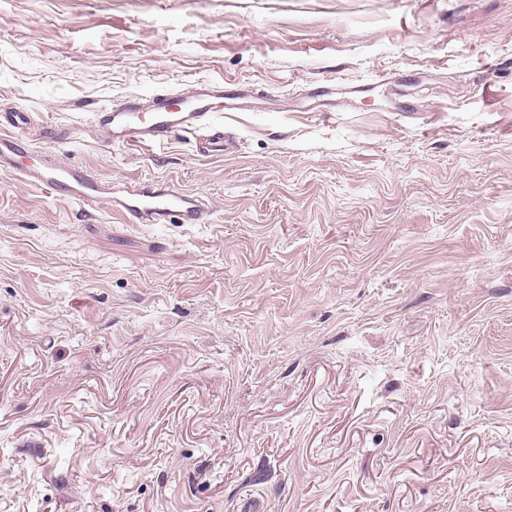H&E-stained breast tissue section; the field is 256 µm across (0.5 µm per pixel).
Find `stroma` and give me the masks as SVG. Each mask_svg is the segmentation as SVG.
Instances as JSON below:
<instances>
[{"mask_svg": "<svg viewBox=\"0 0 512 512\" xmlns=\"http://www.w3.org/2000/svg\"><path fill=\"white\" fill-rule=\"evenodd\" d=\"M227 83V138L93 112ZM0 512H512V0H0ZM29 125L28 112L0 113V127H9V132L0 134V171L18 174L48 196L75 200L84 211L96 210L106 193L112 195V189L106 188L90 170L74 163H61L51 150L45 149L37 163H20L30 149L14 131L27 130ZM113 210L128 224H204L209 209L200 199L174 186L139 183L111 196Z\"/></svg>", "mask_w": 512, "mask_h": 512, "instance_id": "stroma-1", "label": "stroma"}]
</instances>
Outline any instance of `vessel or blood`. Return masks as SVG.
Segmentation results:
<instances>
[{
  "label": "vessel or blood",
  "mask_w": 512,
  "mask_h": 512,
  "mask_svg": "<svg viewBox=\"0 0 512 512\" xmlns=\"http://www.w3.org/2000/svg\"><path fill=\"white\" fill-rule=\"evenodd\" d=\"M222 96L220 86L212 83L197 85L178 98L159 95L146 104L133 98L118 108L93 113L92 125L112 146L147 143L161 147L177 133H194L200 128L212 115L215 100ZM29 124L28 113H0V171L18 174L49 196L74 200L86 211L97 209L103 197H110L113 210L129 224L206 223L207 205L173 186L143 182L111 197L90 170L61 163L51 150H44L38 162L24 163L28 147L20 132Z\"/></svg>",
  "instance_id": "b4317fda"
}]
</instances>
